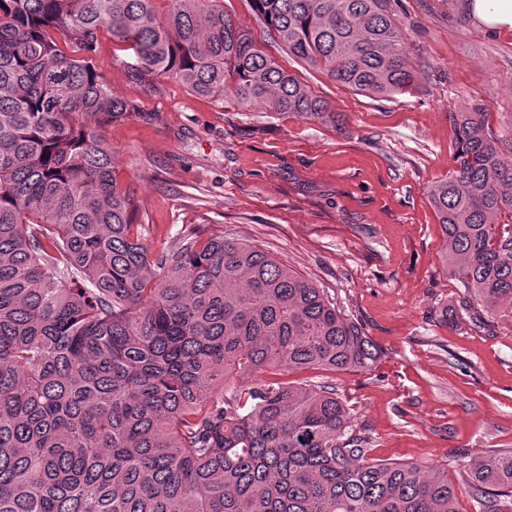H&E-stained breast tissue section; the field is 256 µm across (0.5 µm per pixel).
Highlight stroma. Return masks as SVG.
Masks as SVG:
<instances>
[{
	"label": "stroma",
	"instance_id": "obj_1",
	"mask_svg": "<svg viewBox=\"0 0 512 512\" xmlns=\"http://www.w3.org/2000/svg\"><path fill=\"white\" fill-rule=\"evenodd\" d=\"M465 0H392L418 87L379 98L292 61L247 0H224L257 47L325 98L335 122L246 108L167 80L139 95L102 34L93 65L136 116L105 130L115 176L140 205L145 242L172 255L189 231L257 243L330 300L380 350L368 373L306 370L329 382L370 457L447 469L512 448V322L456 317L467 295L447 272L430 189L455 168L448 115L480 108L512 160V30L480 25Z\"/></svg>",
	"mask_w": 512,
	"mask_h": 512
}]
</instances>
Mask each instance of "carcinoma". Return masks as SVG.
Instances as JSON below:
<instances>
[{"instance_id":"1","label":"carcinoma","mask_w":512,"mask_h":512,"mask_svg":"<svg viewBox=\"0 0 512 512\" xmlns=\"http://www.w3.org/2000/svg\"><path fill=\"white\" fill-rule=\"evenodd\" d=\"M223 0H0V512H458L448 476L368 456L330 383L379 350L261 245L190 233L152 255L104 130L132 102L92 65L100 31L144 95L173 79L245 107L331 116ZM304 64L378 97L416 87L391 0H250ZM429 194L445 263L512 320V162L486 113L450 112ZM479 512H512V448L473 462Z\"/></svg>"}]
</instances>
